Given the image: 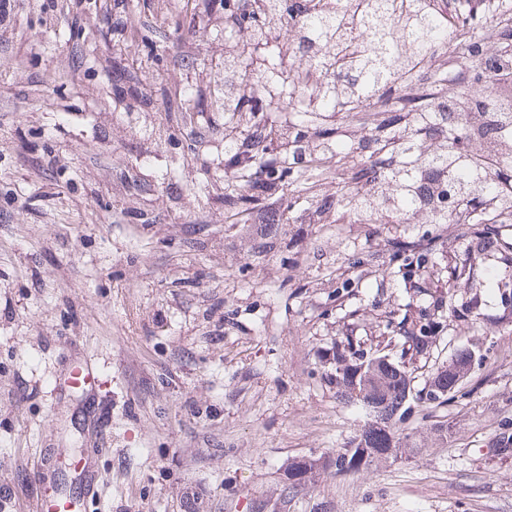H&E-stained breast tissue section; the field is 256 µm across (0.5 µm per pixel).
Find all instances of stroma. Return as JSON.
Masks as SVG:
<instances>
[{"label": "stroma", "mask_w": 512, "mask_h": 512, "mask_svg": "<svg viewBox=\"0 0 512 512\" xmlns=\"http://www.w3.org/2000/svg\"><path fill=\"white\" fill-rule=\"evenodd\" d=\"M16 0L0 19V512H512V227L488 245L465 224L418 219L429 289L408 288L387 224H280V251L248 256L224 228V115L210 109L224 53L248 39L192 0ZM141 11L150 29L115 33ZM151 58L124 92L118 66ZM192 86L190 121L161 89ZM354 252L371 262L350 267ZM466 263L452 279L449 266ZM352 294L337 298L342 278ZM442 304L447 330L416 361L480 359L415 445L281 499L297 457L328 461L367 420L341 400L338 337L375 345L385 312ZM478 314L473 325L466 310ZM91 367L96 383L66 378Z\"/></svg>", "instance_id": "stroma-1"}]
</instances>
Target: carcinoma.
Instances as JSON below:
<instances>
[{
	"label": "carcinoma",
	"mask_w": 512,
	"mask_h": 512,
	"mask_svg": "<svg viewBox=\"0 0 512 512\" xmlns=\"http://www.w3.org/2000/svg\"><path fill=\"white\" fill-rule=\"evenodd\" d=\"M247 22L252 40L224 56V223L264 225L252 256L280 248L275 218L300 224H471L490 240L512 225V0H490L477 15L445 17L432 0H237L224 27ZM441 58L445 66L433 61ZM453 82V98L441 94ZM166 112L190 118L194 93L163 94ZM483 115L479 134L465 118ZM364 127L357 141L350 128ZM336 198L322 197L326 185ZM393 258L425 271L420 245L396 238ZM402 354L420 356L445 328L438 317L406 310L397 322ZM370 350L346 336L333 362L340 397L359 400L373 423L336 450L338 475L356 474L408 447L403 424L441 406L417 402L426 389L451 388L468 366H437L420 388L405 362L369 373ZM296 493L315 487L325 467L305 459Z\"/></svg>",
	"instance_id": "1"
}]
</instances>
